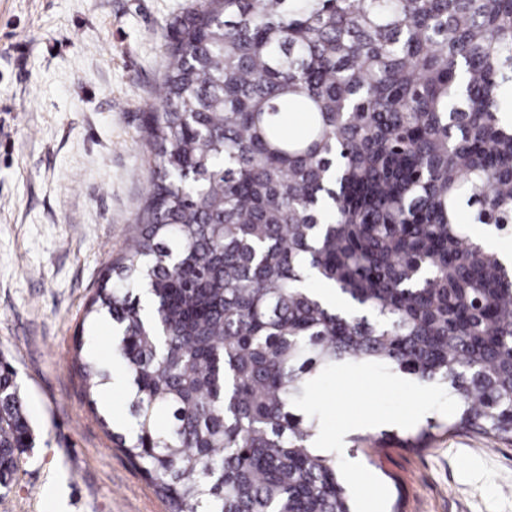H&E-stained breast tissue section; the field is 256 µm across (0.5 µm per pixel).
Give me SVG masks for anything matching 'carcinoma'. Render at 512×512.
Returning <instances> with one entry per match:
<instances>
[{
	"mask_svg": "<svg viewBox=\"0 0 512 512\" xmlns=\"http://www.w3.org/2000/svg\"><path fill=\"white\" fill-rule=\"evenodd\" d=\"M159 99L148 195L86 309L118 330L127 409L100 414L110 364L74 360L167 512H351L292 404L328 364L452 390L405 448L512 443V263L467 232L512 236V0H201ZM35 439L0 361L1 487Z\"/></svg>",
	"mask_w": 512,
	"mask_h": 512,
	"instance_id": "cac0c4a2",
	"label": "carcinoma"
}]
</instances>
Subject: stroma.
Listing matches in <instances>:
<instances>
[{
    "instance_id": "obj_1",
    "label": "stroma",
    "mask_w": 512,
    "mask_h": 512,
    "mask_svg": "<svg viewBox=\"0 0 512 512\" xmlns=\"http://www.w3.org/2000/svg\"><path fill=\"white\" fill-rule=\"evenodd\" d=\"M197 0H0V356L36 446L0 512H166L114 448L73 363L110 357L112 322L83 324L150 187L143 124L165 48ZM345 442L400 512H512V446L458 432L424 448Z\"/></svg>"
}]
</instances>
